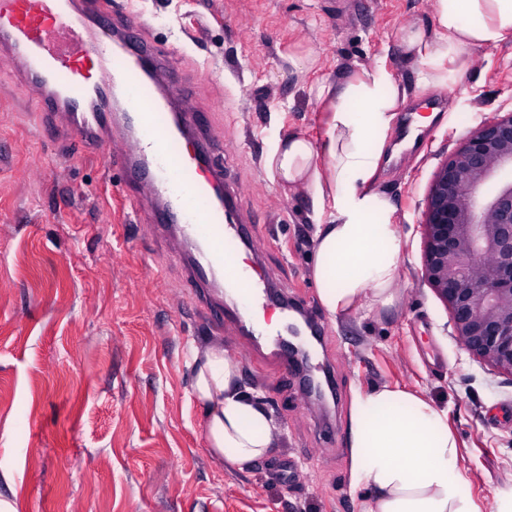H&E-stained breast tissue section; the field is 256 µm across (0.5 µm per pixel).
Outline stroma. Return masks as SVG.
<instances>
[{
    "mask_svg": "<svg viewBox=\"0 0 512 512\" xmlns=\"http://www.w3.org/2000/svg\"><path fill=\"white\" fill-rule=\"evenodd\" d=\"M146 40L176 49L182 88L224 146V178L250 225V266L322 320L316 361L336 377L318 411L299 375L253 357L211 326L185 288L146 205L124 203L109 147L42 134L33 101L0 70V496L18 512H358L349 486L351 392L424 390L447 405L460 467L478 499L512 489V386L472 358L420 278L419 221L433 175L486 116L512 110V36L469 53L454 84L423 89L393 38L433 21V0H115ZM385 66L406 87L376 186L395 208L405 260L400 304L331 319L311 270L316 217L305 187L265 169L270 139L322 133L321 86ZM413 114L432 115L420 140ZM223 343L245 388L280 422L274 456L252 471L219 469L190 398V344Z\"/></svg>",
    "mask_w": 512,
    "mask_h": 512,
    "instance_id": "35a3bbf8",
    "label": "stroma"
}]
</instances>
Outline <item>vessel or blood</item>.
I'll use <instances>...</instances> for the list:
<instances>
[{
	"label": "vessel or blood",
	"instance_id": "obj_1",
	"mask_svg": "<svg viewBox=\"0 0 512 512\" xmlns=\"http://www.w3.org/2000/svg\"><path fill=\"white\" fill-rule=\"evenodd\" d=\"M135 15L112 17L111 0H0V60L20 90L33 94L43 128L63 129L71 142H112L121 121L129 144L108 163L126 175L132 200H155V234L172 233L186 287L207 303L215 326H231L254 347L272 345L285 357L288 340L239 302L267 309L275 298L261 273L246 274L237 259L247 243L232 221L239 195H218L224 181L222 146L206 115L193 113L188 131L175 114L178 76L173 51L134 38Z\"/></svg>",
	"mask_w": 512,
	"mask_h": 512
}]
</instances>
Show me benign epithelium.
I'll return each mask as SVG.
<instances>
[{"label":"benign epithelium","instance_id":"7a95c632","mask_svg":"<svg viewBox=\"0 0 512 512\" xmlns=\"http://www.w3.org/2000/svg\"><path fill=\"white\" fill-rule=\"evenodd\" d=\"M420 227L421 278L453 336L512 385V111L484 118L437 169Z\"/></svg>","mask_w":512,"mask_h":512}]
</instances>
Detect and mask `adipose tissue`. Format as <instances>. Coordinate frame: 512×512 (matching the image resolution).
<instances>
[{
	"label": "adipose tissue",
	"mask_w": 512,
	"mask_h": 512,
	"mask_svg": "<svg viewBox=\"0 0 512 512\" xmlns=\"http://www.w3.org/2000/svg\"><path fill=\"white\" fill-rule=\"evenodd\" d=\"M512 35V0H434V27L395 35L420 69L422 87L455 82L466 54ZM321 142L300 133L275 138L266 155L280 186H304L317 217L313 276L331 318L375 313L400 302L402 240L394 208L376 187L388 131L407 90L382 65L361 68L320 91ZM191 398L202 410L208 453L219 466L252 470L277 448V421L239 383L222 344L192 346ZM349 483L360 512H512V490L478 502L459 466L460 443L447 406L425 392L378 384L355 390L348 413Z\"/></svg>",
	"instance_id": "obj_1"
}]
</instances>
